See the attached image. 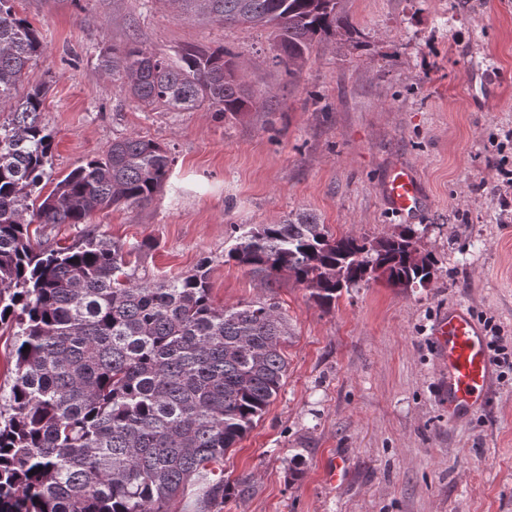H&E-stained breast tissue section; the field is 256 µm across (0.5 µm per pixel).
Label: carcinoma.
Returning a JSON list of instances; mask_svg holds the SVG:
<instances>
[{
    "instance_id": "1",
    "label": "carcinoma",
    "mask_w": 512,
    "mask_h": 512,
    "mask_svg": "<svg viewBox=\"0 0 512 512\" xmlns=\"http://www.w3.org/2000/svg\"><path fill=\"white\" fill-rule=\"evenodd\" d=\"M0 0V104L14 97L43 52L39 33ZM209 22L272 28L276 64L297 80L314 43L349 31L339 0H173ZM104 67L122 74L146 108L205 107L236 118L254 107L233 54L195 46L170 57L131 41ZM47 89L35 86L0 121V325L16 328L15 372L0 392V512H167L198 486V512L241 496L249 479L215 476L227 450L262 418L287 372L288 315L269 299L216 306L208 273L151 281L132 251L90 237L46 249L33 224H88L105 209L149 203L171 159L143 138L117 140L71 170L46 195L53 133L40 120ZM411 225L385 240L335 237L306 212L241 228L227 253L275 287L283 272L325 307L362 281L355 256L386 266V284L420 287L437 261L408 251ZM29 350H24V347Z\"/></svg>"
}]
</instances>
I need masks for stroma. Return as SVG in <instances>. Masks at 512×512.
<instances>
[{
	"mask_svg": "<svg viewBox=\"0 0 512 512\" xmlns=\"http://www.w3.org/2000/svg\"><path fill=\"white\" fill-rule=\"evenodd\" d=\"M13 6L43 41L25 83L48 88L54 180L127 137L172 158L149 204L44 224L37 241L138 245L145 278L203 265L215 305L272 296L288 316L285 384L224 457L225 476L250 489L221 512H512V370L499 368L486 408L449 425L432 343L440 311L462 303L512 347V193L497 189L512 170V0H340L356 34L316 43L293 82L268 30L188 21L171 0ZM130 41L233 51L255 109L234 119L138 107L101 63ZM399 165L426 189L413 224L437 260L428 287L372 279L324 309L291 275L268 289L227 260L238 227L296 211L337 236L400 230L380 193ZM336 459L338 486L324 477Z\"/></svg>",
	"mask_w": 512,
	"mask_h": 512,
	"instance_id": "stroma-1",
	"label": "stroma"
}]
</instances>
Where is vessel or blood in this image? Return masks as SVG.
Here are the masks:
<instances>
[{"label": "vessel or blood", "instance_id": "obj_1", "mask_svg": "<svg viewBox=\"0 0 512 512\" xmlns=\"http://www.w3.org/2000/svg\"><path fill=\"white\" fill-rule=\"evenodd\" d=\"M381 195L392 210L407 218L418 213L424 201L421 181L405 166L391 170ZM434 343L447 363L443 393L448 421L453 424L487 405L494 364L487 338L465 306H451L440 315L434 329Z\"/></svg>", "mask_w": 512, "mask_h": 512}]
</instances>
